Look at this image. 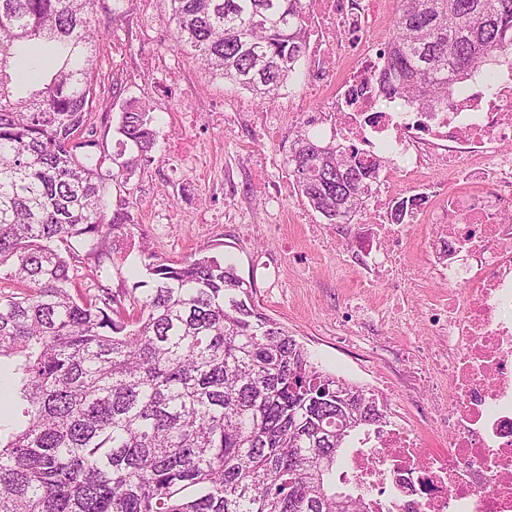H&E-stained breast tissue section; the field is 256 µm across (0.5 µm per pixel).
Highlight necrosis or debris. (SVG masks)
Returning <instances> with one entry per match:
<instances>
[{
  "label": "necrosis or debris",
  "mask_w": 512,
  "mask_h": 512,
  "mask_svg": "<svg viewBox=\"0 0 512 512\" xmlns=\"http://www.w3.org/2000/svg\"><path fill=\"white\" fill-rule=\"evenodd\" d=\"M304 18L308 87L321 99L308 123H331L381 161L366 198L375 219L357 244L367 284L387 278L392 249L423 224L426 269L448 286L435 303L396 305L400 323L422 319L438 341L427 402L447 447L429 450L404 426L372 431L343 476L390 512H512V70L477 65L447 108L390 112L368 91L385 65L378 0H307ZM400 173L418 178L402 193Z\"/></svg>",
  "instance_id": "1"
}]
</instances>
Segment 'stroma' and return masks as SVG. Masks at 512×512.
<instances>
[{"label":"stroma","mask_w":512,"mask_h":512,"mask_svg":"<svg viewBox=\"0 0 512 512\" xmlns=\"http://www.w3.org/2000/svg\"><path fill=\"white\" fill-rule=\"evenodd\" d=\"M169 0H129L113 9L100 0L96 25L95 99L87 118L97 153L113 161L123 105L150 103L157 138L152 160L128 184L108 183L107 210L125 207L131 221L107 239L101 264L83 259L78 287L101 267L100 281L123 295L144 279V254L185 261L206 254L230 257L253 282L263 310L287 325L323 370L362 386L387 405L392 423L415 429L426 447H441L422 392L404 391L407 345H431L423 322L393 333L383 323L388 290L361 288L353 262L355 224H329L301 198L285 164L302 110L319 105L306 86L307 63L271 105L212 77L174 43ZM423 232L406 243V290L419 303L445 294L421 256ZM392 348L369 356L361 338Z\"/></svg>","instance_id":"stroma-1"}]
</instances>
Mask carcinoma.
<instances>
[{
    "label": "carcinoma",
    "instance_id": "1",
    "mask_svg": "<svg viewBox=\"0 0 512 512\" xmlns=\"http://www.w3.org/2000/svg\"><path fill=\"white\" fill-rule=\"evenodd\" d=\"M98 0H0V512H371L340 453L389 424L379 398L329 374L224 257L147 255L129 304L72 287L73 242L101 256L128 212L107 182L152 160L151 107L121 112L131 151L102 171L92 108ZM179 48L264 102L307 53L306 0H170ZM379 98L433 112L512 48V0H395ZM329 224L366 210L376 164L307 131L287 156Z\"/></svg>",
    "mask_w": 512,
    "mask_h": 512
}]
</instances>
